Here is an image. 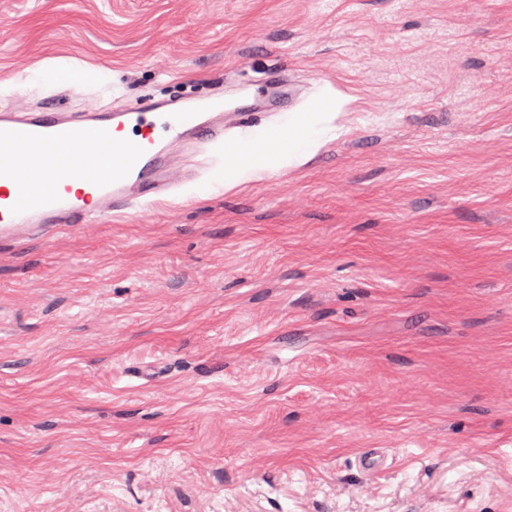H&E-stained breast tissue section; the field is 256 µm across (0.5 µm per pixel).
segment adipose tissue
<instances>
[{
    "mask_svg": "<svg viewBox=\"0 0 512 512\" xmlns=\"http://www.w3.org/2000/svg\"><path fill=\"white\" fill-rule=\"evenodd\" d=\"M250 137L254 140L268 141V149L252 156H240L233 166L227 168V181H235L240 174L251 170H275L280 160L284 158L292 163H303L321 147L325 130L318 127L310 113L292 112L288 115L287 140L268 136L261 128L251 132Z\"/></svg>",
    "mask_w": 512,
    "mask_h": 512,
    "instance_id": "adipose-tissue-1",
    "label": "adipose tissue"
}]
</instances>
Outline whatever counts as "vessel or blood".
Segmentation results:
<instances>
[{"instance_id": "b4317fda", "label": "vessel or blood", "mask_w": 512, "mask_h": 512, "mask_svg": "<svg viewBox=\"0 0 512 512\" xmlns=\"http://www.w3.org/2000/svg\"><path fill=\"white\" fill-rule=\"evenodd\" d=\"M302 97L271 72L250 103L230 107L220 92L205 101L138 98L109 111L94 103L78 112L32 110L17 99L0 112V241L96 224L169 198L199 179L212 151L235 162L243 128L290 111ZM387 461L383 449L371 448L356 465L378 474Z\"/></svg>"}]
</instances>
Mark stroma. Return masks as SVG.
<instances>
[{
  "instance_id": "stroma-1",
  "label": "stroma",
  "mask_w": 512,
  "mask_h": 512,
  "mask_svg": "<svg viewBox=\"0 0 512 512\" xmlns=\"http://www.w3.org/2000/svg\"><path fill=\"white\" fill-rule=\"evenodd\" d=\"M268 68L303 164L0 243V512H512V0H0V109ZM388 455L382 448H370L362 452L356 459L359 470L379 474L387 467Z\"/></svg>"
}]
</instances>
